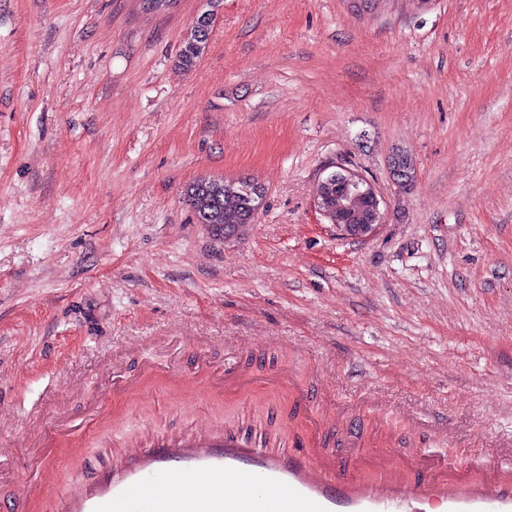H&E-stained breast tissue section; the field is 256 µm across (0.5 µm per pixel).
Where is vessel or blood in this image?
Returning <instances> with one entry per match:
<instances>
[{
  "label": "vessel or blood",
  "mask_w": 512,
  "mask_h": 512,
  "mask_svg": "<svg viewBox=\"0 0 512 512\" xmlns=\"http://www.w3.org/2000/svg\"><path fill=\"white\" fill-rule=\"evenodd\" d=\"M381 443L364 460L315 458L298 438L270 452L234 436L144 449L90 493L71 489L65 512H512V465L449 458L407 474Z\"/></svg>",
  "instance_id": "1"
}]
</instances>
